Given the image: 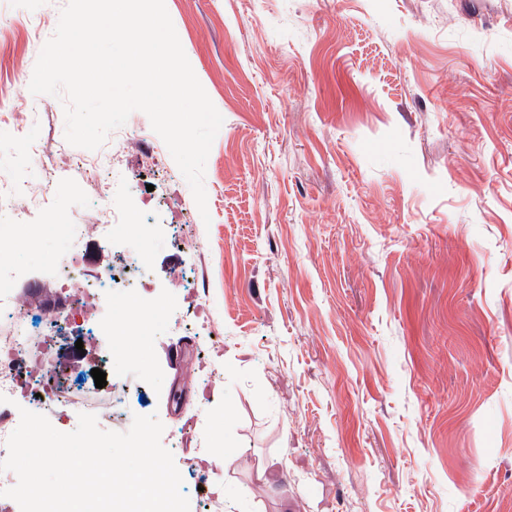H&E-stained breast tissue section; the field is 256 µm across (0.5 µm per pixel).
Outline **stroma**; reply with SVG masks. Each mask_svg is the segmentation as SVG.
<instances>
[{"label": "stroma", "mask_w": 512, "mask_h": 512, "mask_svg": "<svg viewBox=\"0 0 512 512\" xmlns=\"http://www.w3.org/2000/svg\"><path fill=\"white\" fill-rule=\"evenodd\" d=\"M68 0H0V180H34L57 147L48 207L0 214V263L51 283L69 239L25 225L93 220L68 168L62 101L32 95ZM223 117L206 160L210 222L168 148L108 157L170 300L208 274L210 317L90 338L128 415H153L190 512H512V0H165ZM43 19L39 33L18 18ZM187 306L185 293L172 298ZM186 345L190 380L164 350ZM218 371L209 398L194 390ZM245 463L221 467L225 437ZM275 463L265 485L256 470ZM208 474L198 485L195 471ZM32 154L37 162L36 169L41 172L40 188L43 192V201H45L44 195L48 194L54 182L56 150L52 145H40L33 149Z\"/></svg>", "instance_id": "1"}]
</instances>
